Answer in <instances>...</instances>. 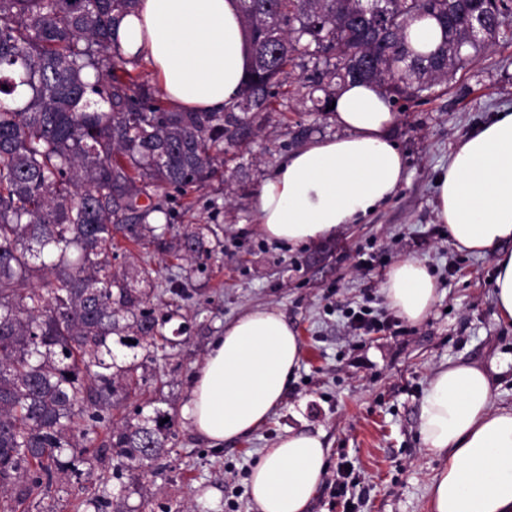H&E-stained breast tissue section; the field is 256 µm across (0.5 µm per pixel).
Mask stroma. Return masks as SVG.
Returning <instances> with one entry per match:
<instances>
[{"label": "stroma", "mask_w": 512, "mask_h": 512, "mask_svg": "<svg viewBox=\"0 0 512 512\" xmlns=\"http://www.w3.org/2000/svg\"><path fill=\"white\" fill-rule=\"evenodd\" d=\"M301 70L276 98L269 125L248 146L229 150L202 187L170 191L176 229L208 227V255L185 264L180 316L166 324L175 347L157 351L148 382L124 402L128 416L149 399L175 420L168 466L138 482L119 483L115 459L93 477L68 476L29 500V512H73L88 496L111 500L126 490L142 512H257L247 493L263 449L288 430L321 434L328 464L308 512H427V488L440 466L418 425L428 381L451 362L484 366L494 406L512 407V324L497 320L493 261L451 245L435 212V179L457 143L496 112L512 110V42L491 45L430 100L399 102L393 137L407 163L394 198L363 223L302 248L269 242L255 222V201L276 162L298 145L295 134L338 135L328 112L302 104ZM426 262L438 286L430 315L411 323L384 300L396 261ZM264 305L278 309L304 348L294 381L271 420L245 438L208 447L182 416L191 377L224 324ZM364 306L383 329L364 336L343 311ZM352 467L346 495L332 484L340 464Z\"/></svg>", "instance_id": "35a3bbf8"}]
</instances>
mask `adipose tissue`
<instances>
[{
    "label": "adipose tissue",
    "instance_id": "ef3b65f1",
    "mask_svg": "<svg viewBox=\"0 0 512 512\" xmlns=\"http://www.w3.org/2000/svg\"><path fill=\"white\" fill-rule=\"evenodd\" d=\"M124 55L144 58L167 101L214 112L234 101L248 66L237 0H140L118 27ZM339 136L311 140L279 162L255 203L260 233L289 247L319 242L362 223L395 196L406 160L390 130L392 103L371 83L337 94ZM436 216L460 250L492 257L497 319L512 323V110L479 124L448 157ZM386 302L409 322L424 320L437 283L415 258L395 263ZM303 356L278 309L259 306L225 323L192 378L183 415L211 447L262 428L282 402ZM486 369L467 362L432 376L419 434L442 464L428 487L429 512H512V407L492 404ZM320 436L291 432L264 449L248 492L258 512H307L326 469Z\"/></svg>",
    "mask_w": 512,
    "mask_h": 512
}]
</instances>
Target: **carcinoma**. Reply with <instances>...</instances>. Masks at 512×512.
I'll return each mask as SVG.
<instances>
[{
    "mask_svg": "<svg viewBox=\"0 0 512 512\" xmlns=\"http://www.w3.org/2000/svg\"><path fill=\"white\" fill-rule=\"evenodd\" d=\"M138 0H0V512L112 455L115 475L145 477L173 452L158 407L110 415L147 382L139 352L174 346L146 308L155 270H112L117 235L177 260L207 251L204 228L171 238L170 188L201 185L230 148L249 145L292 68L309 111L348 81L393 102L423 99L485 48L512 39V0H239L250 66L222 112L167 108L116 38ZM483 11L477 38L465 10ZM433 19L440 43L413 49L406 29ZM108 104L102 111L88 95ZM147 203H139L140 198ZM133 343H128V340ZM107 429L92 448L91 434ZM135 512L88 498L74 512Z\"/></svg>",
    "mask_w": 512,
    "mask_h": 512,
    "instance_id": "obj_1",
    "label": "carcinoma"
}]
</instances>
